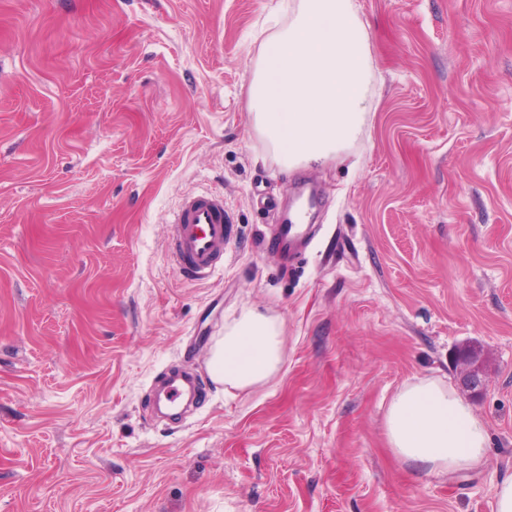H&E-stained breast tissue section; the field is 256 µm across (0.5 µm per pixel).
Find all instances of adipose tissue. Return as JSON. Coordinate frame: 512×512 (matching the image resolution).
<instances>
[{"instance_id":"1","label":"adipose tissue","mask_w":512,"mask_h":512,"mask_svg":"<svg viewBox=\"0 0 512 512\" xmlns=\"http://www.w3.org/2000/svg\"><path fill=\"white\" fill-rule=\"evenodd\" d=\"M291 19L269 39L247 87L254 125L287 168L318 164L360 135L374 70L369 34L353 0H294ZM282 362V325L248 310L227 325L209 360L214 382L245 390ZM389 448L430 473L479 467L487 453L482 418L452 386L423 380L400 388L385 416Z\"/></svg>"}]
</instances>
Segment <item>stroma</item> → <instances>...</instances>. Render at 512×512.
Returning <instances> with one entry per match:
<instances>
[{
	"label": "stroma",
	"mask_w": 512,
	"mask_h": 512,
	"mask_svg": "<svg viewBox=\"0 0 512 512\" xmlns=\"http://www.w3.org/2000/svg\"><path fill=\"white\" fill-rule=\"evenodd\" d=\"M279 0H0V512H495L512 476V0H354L375 77L358 139L289 170L245 89ZM321 193L308 250L268 227ZM223 193L224 266L185 279L169 221ZM249 309L283 325L265 383H208L177 424L165 372ZM485 385L483 466L413 471L391 396Z\"/></svg>",
	"instance_id": "35a3bbf8"
}]
</instances>
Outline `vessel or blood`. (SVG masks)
I'll use <instances>...</instances> for the list:
<instances>
[{
  "label": "vessel or blood",
  "mask_w": 512,
  "mask_h": 512,
  "mask_svg": "<svg viewBox=\"0 0 512 512\" xmlns=\"http://www.w3.org/2000/svg\"><path fill=\"white\" fill-rule=\"evenodd\" d=\"M308 225L291 222L275 225L269 242L280 256H289L307 242ZM224 197L213 192L186 195L170 225L168 252L174 268L196 281L210 279L221 268L228 244ZM201 376L175 375L154 397L158 407L182 413L196 404Z\"/></svg>",
  "instance_id": "vessel-or-blood-1"
}]
</instances>
